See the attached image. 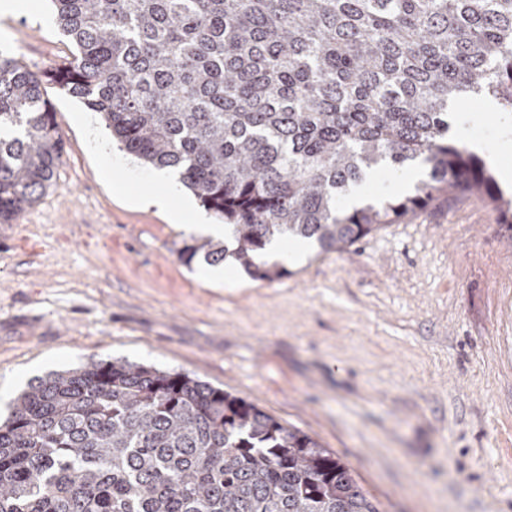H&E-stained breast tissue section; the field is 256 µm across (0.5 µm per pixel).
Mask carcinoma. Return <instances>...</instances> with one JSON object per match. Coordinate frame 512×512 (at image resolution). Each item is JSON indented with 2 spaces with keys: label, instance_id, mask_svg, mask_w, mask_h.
Instances as JSON below:
<instances>
[{
  "label": "carcinoma",
  "instance_id": "cac0c4a2",
  "mask_svg": "<svg viewBox=\"0 0 512 512\" xmlns=\"http://www.w3.org/2000/svg\"><path fill=\"white\" fill-rule=\"evenodd\" d=\"M76 53L57 84L123 150L232 227L189 264L259 279L275 239L343 251L446 191L512 215L449 137L459 99L512 112V0H52ZM64 143L42 80L0 53V224L36 203ZM412 196L348 210L373 169L416 159ZM0 512H379L313 437L182 372L114 359L28 386L0 421Z\"/></svg>",
  "mask_w": 512,
  "mask_h": 512
}]
</instances>
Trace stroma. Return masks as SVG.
Here are the masks:
<instances>
[{
	"label": "stroma",
	"mask_w": 512,
	"mask_h": 512,
	"mask_svg": "<svg viewBox=\"0 0 512 512\" xmlns=\"http://www.w3.org/2000/svg\"><path fill=\"white\" fill-rule=\"evenodd\" d=\"M0 17V51L40 75L74 44L51 0ZM64 153L50 187L0 224V413L29 384L124 358L184 372L310 434L380 512H512V230L484 197L443 193L342 252L305 246L268 282L185 264L193 233L131 195L153 169L48 84ZM449 135L512 182L507 122L464 97ZM108 141L100 150L97 140Z\"/></svg>",
	"instance_id": "obj_1"
}]
</instances>
